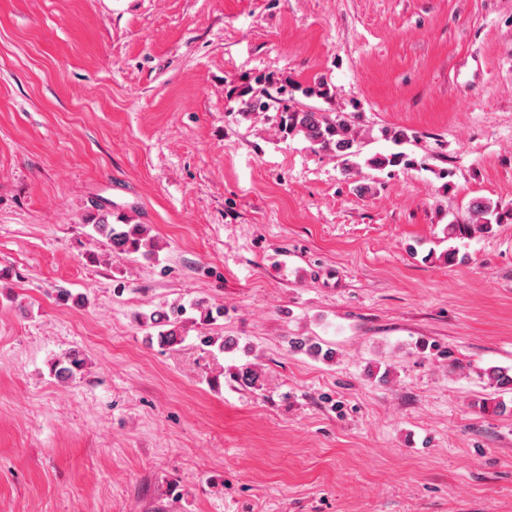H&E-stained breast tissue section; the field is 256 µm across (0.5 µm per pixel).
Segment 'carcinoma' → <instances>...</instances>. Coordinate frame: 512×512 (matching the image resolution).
<instances>
[{
	"label": "carcinoma",
	"mask_w": 512,
	"mask_h": 512,
	"mask_svg": "<svg viewBox=\"0 0 512 512\" xmlns=\"http://www.w3.org/2000/svg\"><path fill=\"white\" fill-rule=\"evenodd\" d=\"M288 83H283L277 89V95H271L267 90H249L241 93V116L248 118L256 112H266L270 108L277 111L278 128L283 140L296 136L302 137L310 147L329 152L342 159L344 170L350 171L357 166L356 158L361 154L362 137L360 129L354 124L349 114L337 112L330 116L313 108H299L290 104L288 98ZM366 163L377 169L411 168L417 161L404 152L375 155L366 160ZM472 221L469 224L449 223L444 228L448 240L472 239L478 235L488 234L492 231V223L502 224L512 221V210H504L499 205L485 199H476L471 205ZM92 229L105 237L118 254H141L148 256L154 251V244L147 236V227L144 224H109L104 220L92 225ZM224 316V309L213 308L205 301H197L188 306L171 304L158 309L148 317L150 327L157 330L159 345L173 348L184 341L182 328L188 321L201 326L208 325L217 318ZM292 347L305 351L309 355L331 360L334 352L323 350L320 343L310 339H296ZM83 367V360L78 353L71 352L57 358L53 363L55 375L66 380L74 372ZM483 375L489 384L500 392L512 390V374L502 367H490L484 370ZM260 374L251 364H244L233 372V380L244 387L253 388L259 381Z\"/></svg>",
	"instance_id": "cac0c4a2"
}]
</instances>
